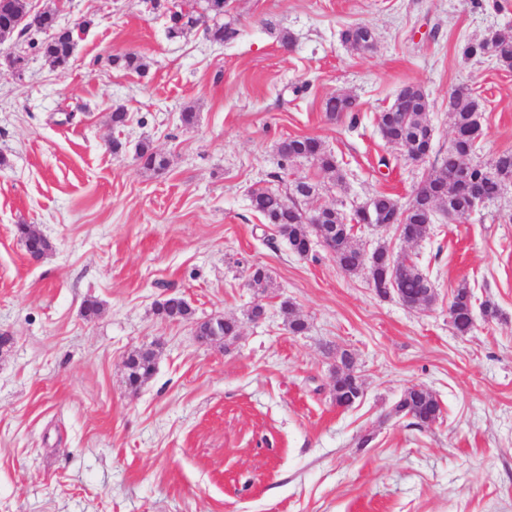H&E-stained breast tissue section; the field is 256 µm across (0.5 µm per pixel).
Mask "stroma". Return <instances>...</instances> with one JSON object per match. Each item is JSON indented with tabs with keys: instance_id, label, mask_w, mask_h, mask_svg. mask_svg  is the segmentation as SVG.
I'll use <instances>...</instances> for the list:
<instances>
[{
	"instance_id": "stroma-1",
	"label": "stroma",
	"mask_w": 512,
	"mask_h": 512,
	"mask_svg": "<svg viewBox=\"0 0 512 512\" xmlns=\"http://www.w3.org/2000/svg\"><path fill=\"white\" fill-rule=\"evenodd\" d=\"M29 6L91 25L63 72L27 41L0 44L24 59L0 64V512H512V185L413 244L392 226L358 231L362 248L409 254L430 277L437 299L421 309L379 297L321 246L294 254L249 201L305 179L320 186L307 210L348 213L380 192L407 203L436 158L407 159L377 115L409 84L428 95L436 151L458 86L480 102L476 161L512 149V70L459 51L512 36V0H231L239 35L224 46L170 38L150 0ZM355 24L374 29L373 52L342 42ZM126 52L146 74L108 65ZM332 93L356 111L328 119ZM297 135L324 143L343 183L308 159L280 168L278 144ZM143 143L164 171L139 168ZM21 224L50 241L40 261ZM254 266L266 292L247 283ZM463 282L501 313L475 314L466 335L448 317ZM172 294L193 321L157 314ZM285 302L304 334L289 332ZM218 316L238 319V336L199 343L195 322ZM148 346L155 370L131 391L126 360ZM344 350L363 383L348 409L330 392ZM414 385L442 406L430 426L389 414Z\"/></svg>"
}]
</instances>
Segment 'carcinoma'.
Masks as SVG:
<instances>
[{
	"label": "carcinoma",
	"mask_w": 512,
	"mask_h": 512,
	"mask_svg": "<svg viewBox=\"0 0 512 512\" xmlns=\"http://www.w3.org/2000/svg\"><path fill=\"white\" fill-rule=\"evenodd\" d=\"M180 13L190 20L206 14L210 23L203 28V32L212 44L224 45L239 35L236 20L230 15L229 0H187ZM88 25L89 22L84 21L76 29L61 27L57 24L54 12L31 13L28 0H0V39L7 40L15 36L21 38L42 29L52 31L48 40L40 44L32 41L30 47L38 49L56 69H64L69 65L80 33ZM368 34L367 25L350 26L341 32V40L358 50ZM489 51L494 53L501 65L512 68V37H498L490 43L469 40L461 47V53L467 59L480 58ZM108 62L114 67L139 74L149 69L146 57L132 52L113 55ZM355 108V99L348 95L332 94L323 100V110L331 119L352 112ZM428 110L429 99L425 90L418 85H408L400 90L390 106L378 113L380 134L387 143L401 147L405 156L413 160L425 145L424 131L429 127ZM478 111L479 102L468 88L459 86L452 89L448 93V114L456 136L450 140L448 150L440 157L437 166L426 174L425 186L418 189L405 205L386 194L375 196L367 203L370 214L375 218L394 221L401 226L404 238L418 242L430 234L436 216L445 208L449 207L461 215L472 211L466 193L448 185V179L459 171L466 170L467 179L481 201L487 203L500 196L507 185L512 183V150L499 153L488 164L469 162V156L482 136L481 126L474 121ZM278 154L283 167L295 159L310 158L334 182L343 181L336 160L327 152L321 140L315 137L297 136L284 140L278 146ZM136 161L141 168L156 172L167 166L166 158L146 144L136 150ZM316 191L317 186L306 181L296 182L290 195L269 188L251 191L253 210L267 223L277 225L290 249L300 256L305 255L306 240L312 235L313 228L303 217L297 198H305ZM323 213V223L336 227L333 258L338 267L349 274L367 272L369 282L379 289L380 296L388 297L387 288L390 287L392 269L400 264V260L393 258L384 245L376 247L370 256H364L353 234L341 228L344 224L343 213L331 206L324 209ZM17 232L29 252L43 255L50 250V244L44 238L26 236V225H18ZM397 289L403 298L427 304L435 299L433 283L415 264L403 267L397 280ZM473 307L471 289L465 283L460 284L450 302L454 313L452 325L457 333L463 335L472 330ZM157 312L171 321L188 322L193 319L190 305L176 294L160 302ZM239 328L237 319L226 317L224 321L211 325L206 335L236 336ZM339 359L343 369L336 375L333 400L339 406L349 407L360 398L361 389L350 375L353 367L351 355L343 351ZM154 367V351L151 348L135 351L126 363L128 383L141 386L152 375ZM439 408L440 404L430 390L423 387L409 388L394 403L390 413L409 416L415 420L416 425L428 426L437 421L436 412Z\"/></svg>",
	"instance_id": "carcinoma-1"
}]
</instances>
